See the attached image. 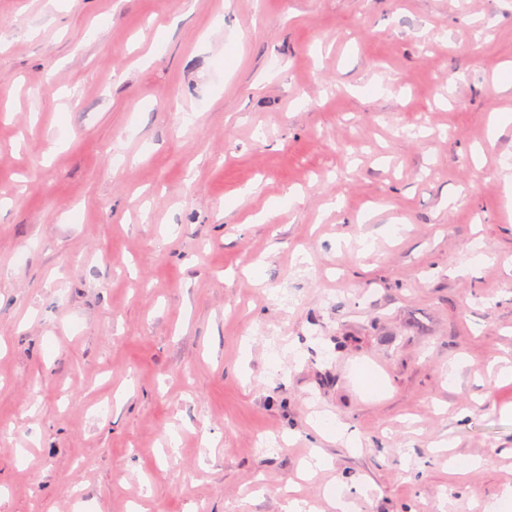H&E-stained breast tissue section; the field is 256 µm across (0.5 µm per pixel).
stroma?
Masks as SVG:
<instances>
[{
    "mask_svg": "<svg viewBox=\"0 0 512 512\" xmlns=\"http://www.w3.org/2000/svg\"><path fill=\"white\" fill-rule=\"evenodd\" d=\"M511 171L512 0H0V512H482Z\"/></svg>",
    "mask_w": 512,
    "mask_h": 512,
    "instance_id": "stroma-1",
    "label": "stroma"
}]
</instances>
